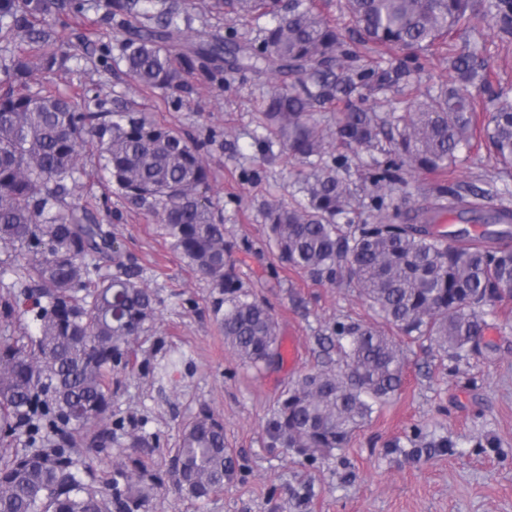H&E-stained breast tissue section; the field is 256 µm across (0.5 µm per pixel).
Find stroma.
<instances>
[{"label":"stroma","mask_w":512,"mask_h":512,"mask_svg":"<svg viewBox=\"0 0 512 512\" xmlns=\"http://www.w3.org/2000/svg\"><path fill=\"white\" fill-rule=\"evenodd\" d=\"M175 2L190 19L189 39L233 32L251 46L260 43L253 20H230L209 0ZM344 3L315 0L343 48L352 51V69L400 68L405 75L383 89L362 86L350 97L316 103L315 116L329 131L352 104L370 112L403 111L451 84L460 58L472 59L483 76L471 89L478 116L492 110L499 95L512 98V35L490 19H476L426 51H379L359 43ZM75 27L83 39L70 49L71 72L38 74L35 84L73 97L99 88L107 109H133L202 144L211 171L209 194L224 216L225 236L238 245L242 287L266 300L281 346L295 348L294 357L260 370L243 365L224 341L216 313L222 294L172 249L158 218L126 201L97 175L95 155H86L88 174L71 185L69 199L97 201V219L139 266L141 287L156 298L152 329L135 343L132 366L112 379V416L124 420L129 432L159 439L149 462L162 472L184 424L207 405L223 421L225 445L236 460L223 491L205 501L171 492L155 501L153 512H512V299L497 303L479 346L464 357L427 341L404 344L402 387L345 448L311 461L271 446L264 423L279 394L320 364V338L339 323L382 325L351 288L282 263L268 241L266 206L294 204L304 196L298 161L273 134L256 141L258 114L271 88L294 77L244 70L225 76L223 87L199 83L177 99L132 83L120 60L102 67L101 45L119 49L124 36L99 13L89 11ZM479 175H497L480 140L461 164L403 173L418 207L432 202L438 189L466 187ZM173 348L184 351L187 361L158 384L152 370Z\"/></svg>","instance_id":"obj_1"}]
</instances>
